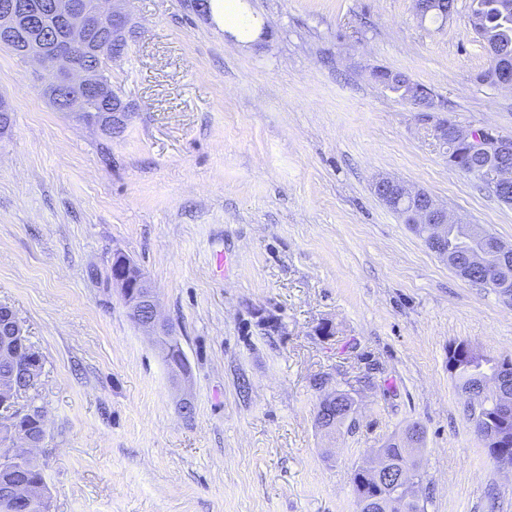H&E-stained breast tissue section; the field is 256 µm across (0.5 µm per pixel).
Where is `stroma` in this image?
Returning a JSON list of instances; mask_svg holds the SVG:
<instances>
[{"instance_id": "1", "label": "stroma", "mask_w": 512, "mask_h": 512, "mask_svg": "<svg viewBox=\"0 0 512 512\" xmlns=\"http://www.w3.org/2000/svg\"><path fill=\"white\" fill-rule=\"evenodd\" d=\"M469 4L441 23L412 0H239L232 33L186 0H126L138 35L112 85L135 110L110 140L0 47V303L44 361L49 512H355L354 467L414 422L427 512H512V471L448 371L459 341L512 359V303L371 190L392 175L512 245V206L370 76L407 72L463 128L512 136V89L477 78ZM117 252L151 281L184 384L113 287ZM319 377L351 391L355 427L318 428ZM170 339H164L161 344L163 345L161 356L162 360L165 363L172 379L177 383L185 382L190 375V372H186L184 370L178 371L174 376L176 370L187 369L191 370V366L189 360L183 351L180 343L173 336H168Z\"/></svg>"}]
</instances>
